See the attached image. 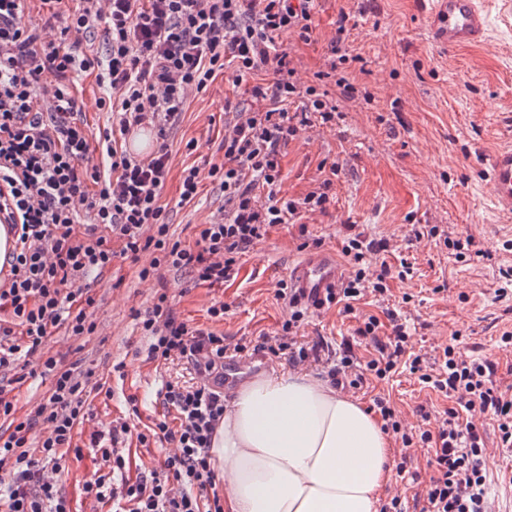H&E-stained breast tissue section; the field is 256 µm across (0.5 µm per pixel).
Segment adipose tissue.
<instances>
[{"label": "adipose tissue", "instance_id": "obj_1", "mask_svg": "<svg viewBox=\"0 0 512 512\" xmlns=\"http://www.w3.org/2000/svg\"><path fill=\"white\" fill-rule=\"evenodd\" d=\"M210 455L224 512H376L391 479L380 420L308 373L240 385Z\"/></svg>", "mask_w": 512, "mask_h": 512}]
</instances>
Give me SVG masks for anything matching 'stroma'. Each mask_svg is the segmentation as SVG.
Masks as SVG:
<instances>
[{
	"mask_svg": "<svg viewBox=\"0 0 512 512\" xmlns=\"http://www.w3.org/2000/svg\"><path fill=\"white\" fill-rule=\"evenodd\" d=\"M483 5L489 14L486 44L452 53L434 43L430 20L415 10L413 0H319L312 42L279 36L298 80L307 85L326 68L339 13L349 16L346 48L352 61L346 76L356 92L337 99L335 125L313 122L289 143L282 159L281 194L300 196L329 178V210L270 228L242 255L237 276L221 285H197L172 271L161 281L141 279V267L152 259L148 252L135 262L116 258L110 274L88 278L97 299L96 332L76 339L60 330L48 344L51 353L95 368L111 388L110 395H90L92 414L75 439L81 452L68 457L61 475L72 512L108 510L82 492L99 468L92 434L135 412L149 420L162 410L157 396L164 381L185 373L181 362L160 368L146 358L147 340L136 316L150 307L156 292L168 293L181 318L214 328L230 342L272 337L288 317L278 284L315 239L335 256L350 233L387 239L386 252L368 255V276L403 260L412 263L413 275L389 280V296L367 297L360 312L381 319L395 312L406 327L410 351L431 354L453 340L462 356L497 364L496 386L512 384V350L499 343L503 331H512V315L496 296L498 264L512 265V250L504 247L512 241V217L496 210L483 177L489 151L512 141V24L502 21L500 0ZM247 89V83L219 75L187 103L168 141L171 173L160 202L171 233L183 243H193L197 225L209 223L224 203L207 172L224 159V107L250 106ZM333 161L340 165L335 174L328 168ZM188 166L198 167L204 178L197 197L183 203L179 175ZM432 228L437 236H429ZM466 236L490 251L492 260L458 258L443 243ZM218 301L227 311L214 323L206 310ZM356 326L334 306L307 318L299 333L309 341L324 339L339 352L352 342ZM118 362L124 365L120 376L111 372ZM387 389L409 428L420 422L418 406L441 412L451 405L407 371L395 375Z\"/></svg>",
	"mask_w": 512,
	"mask_h": 512,
	"instance_id": "stroma-1",
	"label": "stroma"
}]
</instances>
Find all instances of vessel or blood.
Returning <instances> with one entry per match:
<instances>
[{
    "label": "vessel or blood",
    "instance_id": "vessel-or-blood-1",
    "mask_svg": "<svg viewBox=\"0 0 512 512\" xmlns=\"http://www.w3.org/2000/svg\"><path fill=\"white\" fill-rule=\"evenodd\" d=\"M430 7L433 15V37L441 48L454 51L483 40L486 18L480 0H417ZM486 187L501 213L512 214V145L499 147L489 156ZM346 275L336 259L327 253H316L294 265L288 274L293 287L307 296L323 295Z\"/></svg>",
    "mask_w": 512,
    "mask_h": 512
}]
</instances>
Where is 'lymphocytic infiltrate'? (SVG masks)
Listing matches in <instances>:
<instances>
[{"instance_id":"f902f5d3","label":"lymphocytic infiltrate","mask_w":512,"mask_h":512,"mask_svg":"<svg viewBox=\"0 0 512 512\" xmlns=\"http://www.w3.org/2000/svg\"><path fill=\"white\" fill-rule=\"evenodd\" d=\"M36 7L56 23L55 38L25 26L26 9ZM316 0H0V224L14 247L5 255L0 277V512H71L56 478L75 435L90 415L88 397L104 388L94 368L57 358L47 348L58 330L79 338L94 334L90 310L95 298L85 281L112 268L117 255L138 258L154 251L140 278L173 268L195 283L215 285L238 273L242 255L278 224H291L308 212L327 213L332 181L323 179L299 198L281 194L282 150L312 117L332 122L337 113L328 91L317 82L301 85L276 36L288 33L310 42ZM105 48L95 50L96 32ZM235 82L262 72L269 80L252 87L253 107L235 108L224 119V160L209 177L224 192L223 217L197 227L194 244L172 238L160 193L171 172L168 137L188 100L207 91L227 64ZM94 77L102 91L100 109L119 115L117 127L92 137L81 117L74 78ZM299 111H290L292 103ZM134 129L154 134L156 145L139 156L118 140ZM102 161L91 166V147ZM387 240L348 238L342 253L356 272L328 289L325 305L339 304L356 314L365 294L384 296L390 276L382 268L367 280V254L383 252ZM288 317L275 340L244 346L223 334L180 318L167 293L155 295L140 322L147 336L148 360L157 365L181 361L194 380L166 381L159 393L163 410L148 424L128 422L93 434L102 445L106 474L85 482L86 496L111 502V512H224L213 493L210 448L224 416V361L229 352L287 359L290 364L320 361L319 345L297 341L311 312L296 289L281 285ZM358 336L374 357L344 355L330 368L338 385L354 389L368 379L389 381L406 368L425 387L452 400L438 427L419 409L417 431L402 428L389 399L378 395L383 428L402 445L398 473H405L415 449L430 451L432 474L415 493L421 512H493L488 492L489 444L512 453V392L494 384L496 365L482 358L460 359L454 346L430 357L408 352L403 324L362 319ZM38 358L51 388L34 411L18 415L10 397L19 364ZM484 415L492 428L475 420ZM495 438H488V431ZM143 447L168 443L174 453L158 467L129 478L121 447L128 435Z\"/></svg>"}]
</instances>
